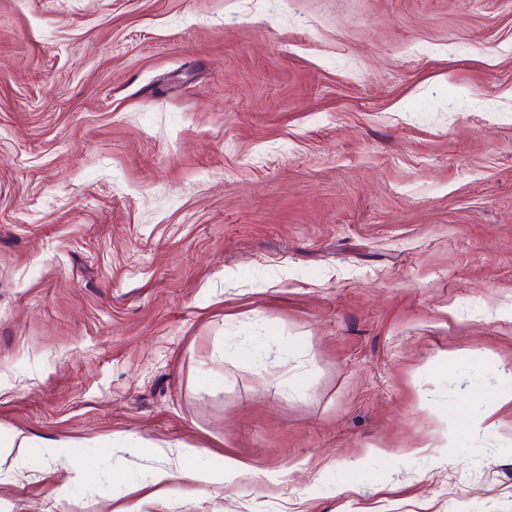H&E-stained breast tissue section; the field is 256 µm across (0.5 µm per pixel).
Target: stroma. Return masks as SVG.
<instances>
[{"label":"stroma","mask_w":512,"mask_h":512,"mask_svg":"<svg viewBox=\"0 0 512 512\" xmlns=\"http://www.w3.org/2000/svg\"><path fill=\"white\" fill-rule=\"evenodd\" d=\"M501 365L512 0H0V512H512ZM183 460L188 463L185 468L190 472L191 477L207 488L215 483V479L205 466L206 451L202 448H183Z\"/></svg>","instance_id":"stroma-1"}]
</instances>
